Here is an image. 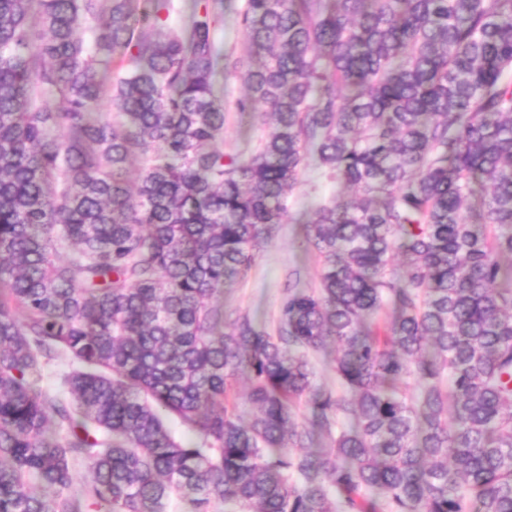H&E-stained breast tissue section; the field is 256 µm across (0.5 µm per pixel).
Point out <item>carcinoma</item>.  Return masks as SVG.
I'll use <instances>...</instances> for the list:
<instances>
[{"mask_svg":"<svg viewBox=\"0 0 512 512\" xmlns=\"http://www.w3.org/2000/svg\"><path fill=\"white\" fill-rule=\"evenodd\" d=\"M224 2L0 0V512H512V0ZM310 162L318 288L224 325ZM214 40L218 46L232 49L238 55L245 54L249 50L248 43L237 25L236 15L233 12L226 16L224 27L215 31ZM224 151H231L248 142L252 146L268 133V128L251 123L246 116L235 112L233 103L243 94L241 83L232 76L224 78Z\"/></svg>","mask_w":512,"mask_h":512,"instance_id":"obj_1","label":"carcinoma"}]
</instances>
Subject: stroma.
Here are the masks:
<instances>
[{
	"label": "stroma",
	"mask_w": 512,
	"mask_h": 512,
	"mask_svg": "<svg viewBox=\"0 0 512 512\" xmlns=\"http://www.w3.org/2000/svg\"><path fill=\"white\" fill-rule=\"evenodd\" d=\"M223 84L225 150H234L247 142L257 143L266 135V127L250 122L234 110L235 99L243 93L241 83L229 76ZM330 191V185L319 171L311 167L306 169L302 183L288 199L287 212L273 240L258 253L245 274L224 286L219 299L226 312L249 314L271 331L289 286L317 287L319 262L306 248L303 227L310 216L312 198Z\"/></svg>",
	"instance_id": "35a3bbf8"
}]
</instances>
